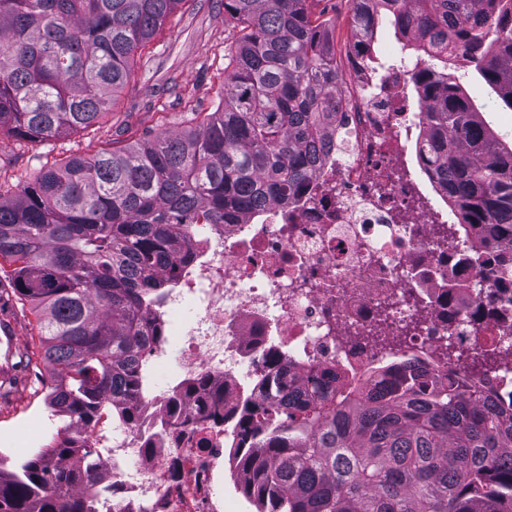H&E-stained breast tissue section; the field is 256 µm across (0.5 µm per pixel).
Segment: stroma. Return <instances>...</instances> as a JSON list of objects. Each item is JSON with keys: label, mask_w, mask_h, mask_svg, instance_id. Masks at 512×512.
Wrapping results in <instances>:
<instances>
[{"label": "stroma", "mask_w": 512, "mask_h": 512, "mask_svg": "<svg viewBox=\"0 0 512 512\" xmlns=\"http://www.w3.org/2000/svg\"><path fill=\"white\" fill-rule=\"evenodd\" d=\"M311 11L335 21L336 61L339 68H346L352 36L350 0H313ZM237 36V29L224 21L223 0H183L162 33L137 55L130 80L99 125L51 142L20 141L0 133V192L12 194L42 167L68 156H89L159 131L175 132L190 126L194 113L213 111L224 91V56ZM458 74L474 106L484 108L491 127L512 139V110L500 104L487 110L491 88L473 68L462 67ZM51 373V365L38 363L16 381L13 401L0 403V469L5 472L14 471L31 454L20 440L25 420L42 421L50 435L61 426L44 404Z\"/></svg>", "instance_id": "obj_1"}]
</instances>
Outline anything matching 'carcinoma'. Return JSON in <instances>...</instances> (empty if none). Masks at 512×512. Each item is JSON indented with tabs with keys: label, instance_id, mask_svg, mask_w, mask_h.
<instances>
[{
	"label": "carcinoma",
	"instance_id": "1",
	"mask_svg": "<svg viewBox=\"0 0 512 512\" xmlns=\"http://www.w3.org/2000/svg\"><path fill=\"white\" fill-rule=\"evenodd\" d=\"M183 0H0V131L54 141L112 111L145 49ZM354 27L388 22L416 64L420 156L458 223L490 247L478 275L512 286V143L495 135L453 70L465 64L512 110V0H352ZM239 36L224 97L200 126L44 168L0 192V295L29 305L52 366L45 401L69 422L51 447L0 471V512H93L75 487L98 479L77 433L107 400H135L149 332L147 283L183 252L172 228L199 205L216 221L289 202L315 169L339 74L333 25L309 0H224ZM309 374L300 396L264 378L246 398L230 469L255 512H512V406L457 380L413 373L376 392Z\"/></svg>",
	"mask_w": 512,
	"mask_h": 512
}]
</instances>
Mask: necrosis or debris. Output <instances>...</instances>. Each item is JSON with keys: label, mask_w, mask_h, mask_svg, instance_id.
<instances>
[{"label": "necrosis or debris", "mask_w": 512, "mask_h": 512, "mask_svg": "<svg viewBox=\"0 0 512 512\" xmlns=\"http://www.w3.org/2000/svg\"><path fill=\"white\" fill-rule=\"evenodd\" d=\"M361 51L353 40L321 159L296 202L233 224L200 208L181 225L193 258L155 275L166 287L145 315L163 341L141 357L136 417L107 404L85 431L100 467L81 491L97 512H224V439L244 384L268 375L274 357L298 390L313 370L376 387L380 370L412 357L462 378V358L481 354L493 368L477 383L512 402V302L457 265L472 237L413 165L426 130L413 69L389 56L368 66ZM452 279L472 283L496 316L446 312ZM200 379L206 387L190 390Z\"/></svg>", "instance_id": "4bbe7bcc"}]
</instances>
